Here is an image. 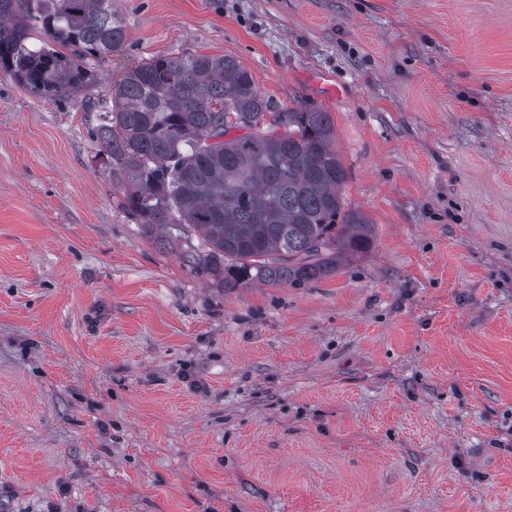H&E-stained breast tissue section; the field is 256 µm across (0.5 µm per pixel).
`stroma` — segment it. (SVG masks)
Here are the masks:
<instances>
[{"label":"stroma","mask_w":512,"mask_h":512,"mask_svg":"<svg viewBox=\"0 0 512 512\" xmlns=\"http://www.w3.org/2000/svg\"><path fill=\"white\" fill-rule=\"evenodd\" d=\"M88 91L0 74V512H512V0H112ZM329 112L368 251L223 286L91 135L155 56Z\"/></svg>","instance_id":"35a3bbf8"}]
</instances>
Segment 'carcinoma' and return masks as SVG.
<instances>
[{"label":"carcinoma","mask_w":512,"mask_h":512,"mask_svg":"<svg viewBox=\"0 0 512 512\" xmlns=\"http://www.w3.org/2000/svg\"><path fill=\"white\" fill-rule=\"evenodd\" d=\"M124 42L112 0H0V71L37 97L86 91ZM87 111L122 207L147 229L199 235L195 263L225 284L307 282L369 246V219L343 204L330 113L279 111L231 58H152Z\"/></svg>","instance_id":"carcinoma-1"}]
</instances>
